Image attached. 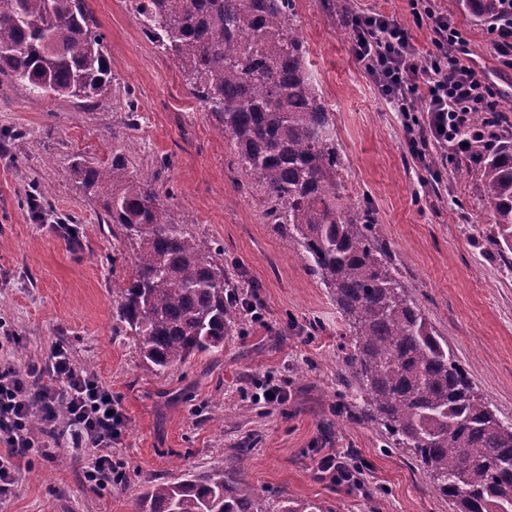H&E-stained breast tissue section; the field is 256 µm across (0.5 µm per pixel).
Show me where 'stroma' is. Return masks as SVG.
I'll use <instances>...</instances> for the list:
<instances>
[{"mask_svg": "<svg viewBox=\"0 0 512 512\" xmlns=\"http://www.w3.org/2000/svg\"><path fill=\"white\" fill-rule=\"evenodd\" d=\"M112 60V95L132 96L136 126L125 114L72 99L32 100L0 76V327L17 337L0 358L26 369L58 345L94 374L127 416L112 459L121 480L84 478L88 455L61 449L33 455L0 512H136L154 482L205 472L216 461L256 497L311 500L340 512H458L439 496L404 451H385L381 431L350 419L343 405L359 393L338 379L343 327L325 288L267 223L264 197L233 164L215 117L194 98L182 73L143 33L130 0H88ZM356 8L411 24L421 53L431 33L411 23L410 0H353ZM461 30L474 58L512 86L487 23L462 0H436ZM309 52L307 66L335 121L343 178L357 203L370 206L397 268L427 317L466 364L497 415L512 422V269L486 251L492 229L477 175L453 166L432 173L409 151L398 113L389 110L352 51L351 35L322 0H294ZM127 131L130 170L154 180L171 219L223 253L235 294L256 317L214 355L189 357L157 376L136 346L112 333V284L132 271L133 250L113 236L101 203L70 174L75 157L112 161V135ZM56 216L75 219L78 242L63 225L43 223L26 200L33 190ZM288 394L258 402L266 382ZM338 448L357 455L367 493L319 476L318 458Z\"/></svg>", "mask_w": 512, "mask_h": 512, "instance_id": "obj_1", "label": "stroma"}]
</instances>
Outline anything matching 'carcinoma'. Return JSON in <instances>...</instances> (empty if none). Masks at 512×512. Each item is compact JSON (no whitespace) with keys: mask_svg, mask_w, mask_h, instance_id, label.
<instances>
[{"mask_svg":"<svg viewBox=\"0 0 512 512\" xmlns=\"http://www.w3.org/2000/svg\"><path fill=\"white\" fill-rule=\"evenodd\" d=\"M479 18L501 0H467ZM143 31L218 121L236 165L263 188L271 223L336 304L348 339V384L385 447L407 452L460 512H512V423L475 390L462 361L399 277L373 213L355 203L331 113L306 67L293 0H132ZM0 75L35 101L113 102L108 47L87 0L0 5ZM476 145L487 243L512 266V138ZM112 163L72 171L102 201L107 223L137 245L132 274L112 284V335L130 336L162 375L223 350L242 321L222 253L169 221L151 180L128 168L131 144L112 134ZM138 512H335L311 501L259 503L217 466L153 485Z\"/></svg>","mask_w":512,"mask_h":512,"instance_id":"carcinoma-1","label":"carcinoma"}]
</instances>
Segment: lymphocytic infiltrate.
<instances>
[{
	"label": "lymphocytic infiltrate",
	"instance_id": "obj_1",
	"mask_svg": "<svg viewBox=\"0 0 512 512\" xmlns=\"http://www.w3.org/2000/svg\"><path fill=\"white\" fill-rule=\"evenodd\" d=\"M340 15L352 34L355 58L393 111L399 112L409 135L410 152L426 159L427 147L441 151L442 160L467 153L468 143L491 142L490 130L475 127L471 116L491 111L495 91L467 64V42L433 0H412L413 23L434 35V49L419 61L408 25L376 12L341 5ZM65 403L67 419L58 422L50 410ZM43 409L34 423L35 409ZM126 416L109 388L78 367L64 346H56L44 364L20 370L0 362V490L17 481L23 462L35 449L54 444L96 455L85 477L99 482L118 475L112 448L120 444ZM321 477L360 492L367 486L362 469L346 452L329 453L317 461Z\"/></svg>",
	"mask_w": 512,
	"mask_h": 512
}]
</instances>
